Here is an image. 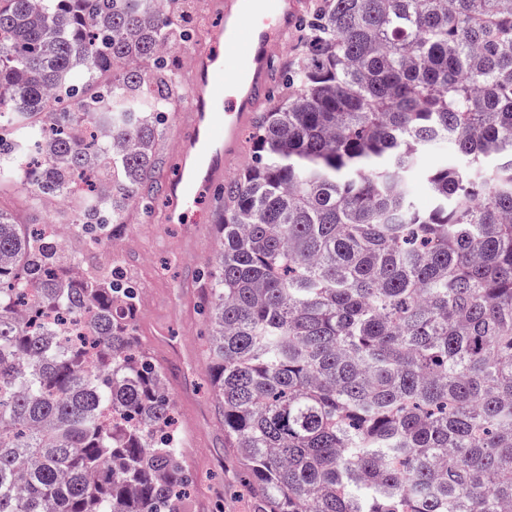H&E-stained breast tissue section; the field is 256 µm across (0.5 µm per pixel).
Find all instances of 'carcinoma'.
Returning a JSON list of instances; mask_svg holds the SVG:
<instances>
[{"label":"carcinoma","instance_id":"carcinoma-1","mask_svg":"<svg viewBox=\"0 0 512 512\" xmlns=\"http://www.w3.org/2000/svg\"><path fill=\"white\" fill-rule=\"evenodd\" d=\"M224 183L206 375L250 512H512V0H312ZM164 0H0V188L114 239L160 191ZM451 142L464 163L424 169ZM432 206L415 202L416 184ZM137 290L0 210V512H184Z\"/></svg>","mask_w":512,"mask_h":512}]
</instances>
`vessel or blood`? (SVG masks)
Segmentation results:
<instances>
[{
    "label": "vessel or blood",
    "instance_id": "obj_1",
    "mask_svg": "<svg viewBox=\"0 0 512 512\" xmlns=\"http://www.w3.org/2000/svg\"><path fill=\"white\" fill-rule=\"evenodd\" d=\"M219 8L224 53L194 60L191 132L180 146V174L168 187L186 211L199 188L222 183L242 128L259 105L270 103L273 56L297 20L296 0H221Z\"/></svg>",
    "mask_w": 512,
    "mask_h": 512
}]
</instances>
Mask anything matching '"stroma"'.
I'll return each instance as SVG.
<instances>
[{
  "instance_id": "1",
  "label": "stroma",
  "mask_w": 512,
  "mask_h": 512,
  "mask_svg": "<svg viewBox=\"0 0 512 512\" xmlns=\"http://www.w3.org/2000/svg\"><path fill=\"white\" fill-rule=\"evenodd\" d=\"M191 42L187 54L198 51L220 54L224 43L216 37L224 17L213 0H189L185 15ZM195 79L191 64L181 63L174 95L177 104L160 127L155 152L156 169L162 181L179 173V146L188 127L190 106L186 99ZM222 199L207 198L193 217L201 228L197 241L186 242L180 225L170 220L176 204L168 194L130 203L124 212L119 243L105 242L95 249L74 245V233L66 238L73 259L88 271L116 269L127 275L138 293L135 337L153 363H160L151 338L163 334L179 348L178 364L182 383H169L182 431L196 430L195 447L183 449L197 491L192 512H246L247 501L239 487V476L231 449L224 446V420L208 386L205 366L209 361L208 329L204 313L205 292L192 274L204 268L219 244L216 212ZM0 210L11 213L22 224L33 219L62 221L70 209L56 210L51 199H44L40 212L29 207L24 186L13 185L0 191Z\"/></svg>"
}]
</instances>
